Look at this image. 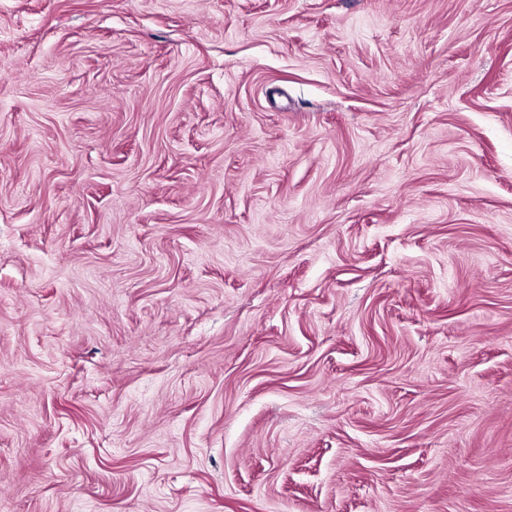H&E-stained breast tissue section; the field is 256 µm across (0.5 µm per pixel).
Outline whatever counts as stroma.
<instances>
[{"instance_id": "1", "label": "stroma", "mask_w": 512, "mask_h": 512, "mask_svg": "<svg viewBox=\"0 0 512 512\" xmlns=\"http://www.w3.org/2000/svg\"><path fill=\"white\" fill-rule=\"evenodd\" d=\"M0 512H512V0H0Z\"/></svg>"}]
</instances>
